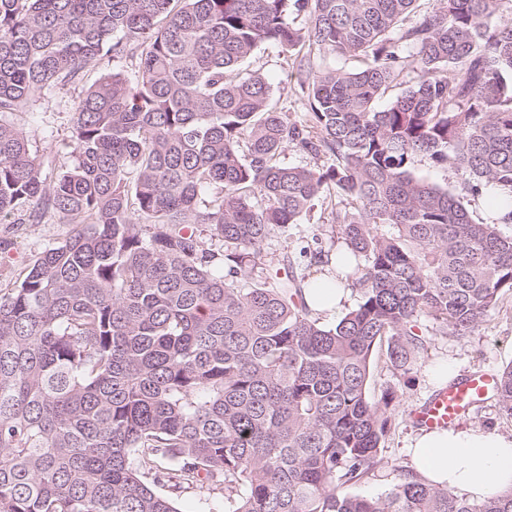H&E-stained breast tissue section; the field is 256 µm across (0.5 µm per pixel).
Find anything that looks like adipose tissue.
<instances>
[{
  "mask_svg": "<svg viewBox=\"0 0 512 512\" xmlns=\"http://www.w3.org/2000/svg\"><path fill=\"white\" fill-rule=\"evenodd\" d=\"M422 480L482 500L512 488V437L472 426L429 431L411 445Z\"/></svg>",
  "mask_w": 512,
  "mask_h": 512,
  "instance_id": "1",
  "label": "adipose tissue"
}]
</instances>
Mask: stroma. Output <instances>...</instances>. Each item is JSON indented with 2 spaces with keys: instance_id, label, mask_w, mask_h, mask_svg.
I'll list each match as a JSON object with an SVG mask.
<instances>
[{
  "instance_id": "35a3bbf8",
  "label": "stroma",
  "mask_w": 512,
  "mask_h": 512,
  "mask_svg": "<svg viewBox=\"0 0 512 512\" xmlns=\"http://www.w3.org/2000/svg\"><path fill=\"white\" fill-rule=\"evenodd\" d=\"M299 50L285 51L278 44H262L243 64L246 72L261 73L272 88V103L278 111L293 118L307 115V97L301 89ZM135 77L134 60H117L102 55L88 66L79 81L36 93L19 110L5 114V121L24 131L34 152L42 161V177L53 183L59 174L74 162L73 116L83 94L103 77L113 72ZM332 221L331 209L323 202L313 208L299 223L286 232L268 239L263 251L270 266H277L282 255H298L306 240L326 236ZM74 231L60 216L48 213L40 222L20 216L13 224H0V292L8 291L23 269L46 247L63 242ZM425 348L410 371L396 369L385 354L375 358L370 380L371 397L383 391L395 393L388 408L389 430L380 445L381 465L362 482L349 486L353 495L377 497L384 495L397 482L400 473L412 469L409 447L418 430L409 420L411 409L419 406L446 381L438 374L440 368L450 367L454 377L472 372H500L512 364V292L501 295L496 308L486 320L465 336L435 333L431 322H418Z\"/></svg>"
}]
</instances>
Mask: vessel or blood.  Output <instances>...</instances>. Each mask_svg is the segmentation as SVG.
Returning <instances> with one entry per match:
<instances>
[{"label":"vessel or blood","instance_id":"vessel-or-blood-1","mask_svg":"<svg viewBox=\"0 0 512 512\" xmlns=\"http://www.w3.org/2000/svg\"><path fill=\"white\" fill-rule=\"evenodd\" d=\"M496 377L489 372L473 373L436 390L411 412L417 428L444 430L466 417L471 409L496 390Z\"/></svg>","mask_w":512,"mask_h":512}]
</instances>
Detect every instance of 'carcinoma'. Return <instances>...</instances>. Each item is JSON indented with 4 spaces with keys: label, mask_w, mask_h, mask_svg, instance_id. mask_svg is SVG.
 Wrapping results in <instances>:
<instances>
[{
    "label": "carcinoma",
    "mask_w": 512,
    "mask_h": 512,
    "mask_svg": "<svg viewBox=\"0 0 512 512\" xmlns=\"http://www.w3.org/2000/svg\"><path fill=\"white\" fill-rule=\"evenodd\" d=\"M419 2L0 0V116L142 47L136 80L80 100L53 185L0 119V223L81 225L0 295V512H180L188 491L226 512H512V488L475 500L409 473L345 491L381 462L394 394L369 395L377 350L409 371L420 318L463 336L512 292V0ZM264 42L307 48V119L240 70ZM289 145L333 164L284 166ZM419 157L456 188L417 178ZM488 189L504 214L478 222ZM334 195L350 207L331 232L364 264L328 326L263 244ZM497 379L511 417L512 365Z\"/></svg>",
    "instance_id": "cac0c4a2"
}]
</instances>
